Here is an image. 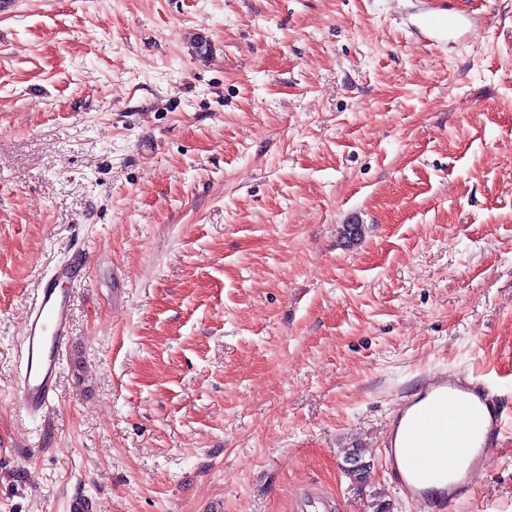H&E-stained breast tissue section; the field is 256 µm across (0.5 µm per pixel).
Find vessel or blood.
Here are the masks:
<instances>
[{"mask_svg": "<svg viewBox=\"0 0 512 512\" xmlns=\"http://www.w3.org/2000/svg\"><path fill=\"white\" fill-rule=\"evenodd\" d=\"M78 252L44 278L35 291L23 328V370L17 380L21 408L44 414L73 343L72 284L86 266ZM506 429L502 398L484 377L433 371L394 408L382 456L394 486L409 502L444 512L472 496L473 474L486 467Z\"/></svg>", "mask_w": 512, "mask_h": 512, "instance_id": "vessel-or-blood-1", "label": "vessel or blood"}]
</instances>
